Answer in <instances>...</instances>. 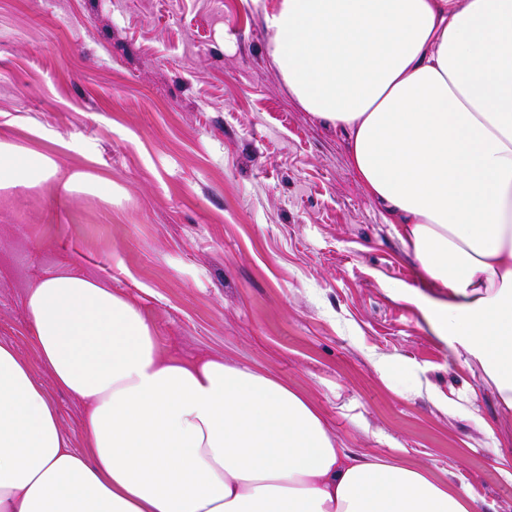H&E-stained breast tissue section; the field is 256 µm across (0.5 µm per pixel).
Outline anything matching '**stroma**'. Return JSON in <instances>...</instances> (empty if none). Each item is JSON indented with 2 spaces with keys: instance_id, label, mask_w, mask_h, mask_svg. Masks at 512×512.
Listing matches in <instances>:
<instances>
[{
  "instance_id": "1",
  "label": "stroma",
  "mask_w": 512,
  "mask_h": 512,
  "mask_svg": "<svg viewBox=\"0 0 512 512\" xmlns=\"http://www.w3.org/2000/svg\"><path fill=\"white\" fill-rule=\"evenodd\" d=\"M279 3L0 0V140L58 164L0 192V344L81 448L84 406L42 367L24 308L70 267L133 299L162 356L269 372L350 457L512 512V409L435 329L343 137L289 94L266 26ZM74 172L111 200L66 191Z\"/></svg>"
}]
</instances>
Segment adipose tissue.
Returning <instances> with one entry per match:
<instances>
[{
	"label": "adipose tissue",
	"instance_id": "adipose-tissue-1",
	"mask_svg": "<svg viewBox=\"0 0 512 512\" xmlns=\"http://www.w3.org/2000/svg\"><path fill=\"white\" fill-rule=\"evenodd\" d=\"M271 56L512 408V0H281ZM0 141V191L55 176ZM40 361L85 405L68 448L30 365L0 344V512H475L426 471L353 460L271 376L162 357L139 308L62 269L30 289Z\"/></svg>",
	"mask_w": 512,
	"mask_h": 512
}]
</instances>
